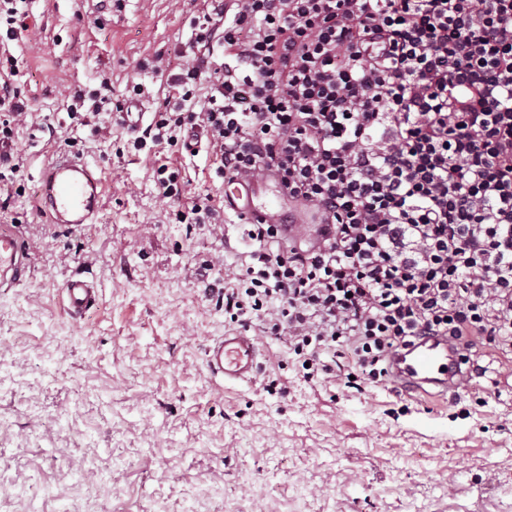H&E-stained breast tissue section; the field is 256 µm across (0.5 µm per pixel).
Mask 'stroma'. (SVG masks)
<instances>
[{
    "instance_id": "stroma-1",
    "label": "stroma",
    "mask_w": 512,
    "mask_h": 512,
    "mask_svg": "<svg viewBox=\"0 0 512 512\" xmlns=\"http://www.w3.org/2000/svg\"><path fill=\"white\" fill-rule=\"evenodd\" d=\"M31 7L15 86L57 133L19 124L21 168L0 181V224L33 244L26 280L0 288V512H512V359L488 345L486 374L458 401L307 380L253 325L255 377H209L205 348L229 324L199 271L233 262L237 232L178 223L153 169L177 168L187 197L216 205L223 179L206 151L131 154L124 125L94 136L65 108L70 88L105 78L113 105L139 83L155 112L167 77L141 63L185 65L175 52L203 0ZM71 146L105 180L98 221L82 228L49 223L35 203L48 152ZM77 272L100 291L79 320L61 298Z\"/></svg>"
}]
</instances>
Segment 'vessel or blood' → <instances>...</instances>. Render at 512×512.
Masks as SVG:
<instances>
[{
	"mask_svg": "<svg viewBox=\"0 0 512 512\" xmlns=\"http://www.w3.org/2000/svg\"><path fill=\"white\" fill-rule=\"evenodd\" d=\"M39 207L53 223L81 226L97 221L102 178L82 156L60 151L40 172ZM224 207L243 224L276 225L282 239L310 245L321 236L318 211L288 198L274 175L264 173L224 184ZM30 246L13 225H0V288L20 285L28 274ZM67 310L75 316L97 306L99 292L89 278L75 274L61 289ZM259 346L255 337L228 331L205 349L209 375L225 384L250 381L256 374ZM390 375L415 390L434 388L451 396L469 391L470 366L448 336H425L390 357Z\"/></svg>",
	"mask_w": 512,
	"mask_h": 512,
	"instance_id": "vessel-or-blood-1",
	"label": "vessel or blood"
}]
</instances>
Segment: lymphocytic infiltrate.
<instances>
[{
	"label": "lymphocytic infiltrate",
	"instance_id": "obj_1",
	"mask_svg": "<svg viewBox=\"0 0 512 512\" xmlns=\"http://www.w3.org/2000/svg\"><path fill=\"white\" fill-rule=\"evenodd\" d=\"M26 6L0 0L1 181L30 114L4 50ZM188 47L128 149L206 145L224 178L270 171L324 217L313 248L239 225L237 260L205 283L225 319L360 393L418 336L512 354V0H213Z\"/></svg>",
	"mask_w": 512,
	"mask_h": 512
}]
</instances>
